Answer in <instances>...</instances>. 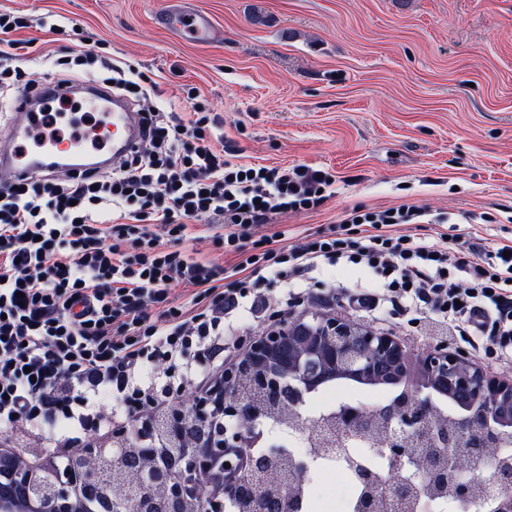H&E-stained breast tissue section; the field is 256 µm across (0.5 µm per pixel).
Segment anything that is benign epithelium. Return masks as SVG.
Instances as JSON below:
<instances>
[{
    "mask_svg": "<svg viewBox=\"0 0 512 512\" xmlns=\"http://www.w3.org/2000/svg\"><path fill=\"white\" fill-rule=\"evenodd\" d=\"M304 322L309 335L298 339L288 322L253 337L247 356L224 373L213 407L178 404L163 419L166 431L190 417L202 422L206 432L191 444L164 447L152 420V445L134 446L121 434L94 436L72 451L63 469L31 467L0 452V512H195L198 504L201 512H224L228 501L246 504L247 512H299L296 478L308 462L288 453L278 468L286 491L262 495L272 462L285 449L272 446L255 458L243 425L261 422L262 406L297 405L328 367L377 385L382 363L392 366L402 398L377 409H343L328 427L308 429L311 441L348 461L350 441L370 430L387 435L389 475L366 479L359 512H408L420 497L443 490L461 503L482 498L496 503L497 512H512V453H485L512 436L511 377L484 373L446 344L416 353L341 316L312 314ZM285 340L295 345L286 376L276 363ZM444 388L468 398L449 426L437 419L435 404Z\"/></svg>",
    "mask_w": 512,
    "mask_h": 512,
    "instance_id": "benign-epithelium-1",
    "label": "benign epithelium"
}]
</instances>
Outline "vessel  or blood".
I'll return each mask as SVG.
<instances>
[{"label":"vessel or blood","mask_w":512,"mask_h":512,"mask_svg":"<svg viewBox=\"0 0 512 512\" xmlns=\"http://www.w3.org/2000/svg\"><path fill=\"white\" fill-rule=\"evenodd\" d=\"M160 23L177 37L205 44L213 34L211 17L199 10L177 7L162 13ZM47 84L22 91L14 100L16 113L9 134L0 139V184L18 183L42 173L67 175L81 170H110L112 165L141 146L139 117L123 106L94 113L102 136L94 151L80 149L57 112H36L32 106L45 99Z\"/></svg>","instance_id":"b4317fda"}]
</instances>
